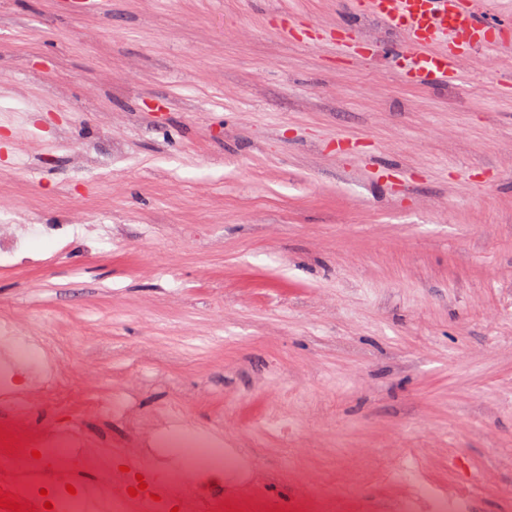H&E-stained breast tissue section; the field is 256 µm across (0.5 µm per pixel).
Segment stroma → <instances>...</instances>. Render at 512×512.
<instances>
[{"mask_svg": "<svg viewBox=\"0 0 512 512\" xmlns=\"http://www.w3.org/2000/svg\"><path fill=\"white\" fill-rule=\"evenodd\" d=\"M355 0H0V430L226 512H512V43L408 79ZM55 356L67 404L14 392ZM412 471L429 493L401 482ZM224 464L223 457H217L211 450H204L198 455L192 457L188 461V481H194L205 474L199 471L203 467H222Z\"/></svg>", "mask_w": 512, "mask_h": 512, "instance_id": "stroma-1", "label": "stroma"}]
</instances>
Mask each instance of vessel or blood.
<instances>
[{
	"mask_svg": "<svg viewBox=\"0 0 512 512\" xmlns=\"http://www.w3.org/2000/svg\"><path fill=\"white\" fill-rule=\"evenodd\" d=\"M363 11L378 14L394 27L410 31V44L396 56L412 62L418 76L456 80L449 57L474 49L497 51L502 42L497 27L481 16L475 0H359Z\"/></svg>",
	"mask_w": 512,
	"mask_h": 512,
	"instance_id": "1",
	"label": "vessel or blood"
}]
</instances>
